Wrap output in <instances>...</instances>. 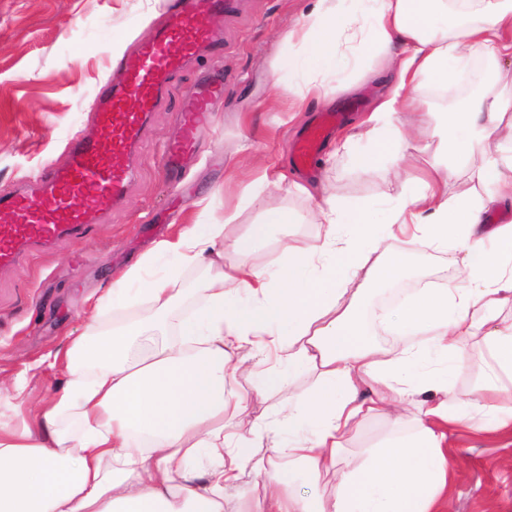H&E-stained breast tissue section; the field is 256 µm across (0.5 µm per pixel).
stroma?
<instances>
[{
    "label": "stroma",
    "instance_id": "35a3bbf8",
    "mask_svg": "<svg viewBox=\"0 0 512 512\" xmlns=\"http://www.w3.org/2000/svg\"><path fill=\"white\" fill-rule=\"evenodd\" d=\"M167 5L168 0H0V195L32 188L49 166L64 161L73 135H95L91 113L111 70L155 32ZM311 6L312 0H233L230 12L206 15L214 46L170 78L144 130L138 175L125 201L100 217L83 239L33 250L0 271V378L22 379L27 396L24 404L0 410V421L14 425L30 417L66 384L64 365L38 369L34 363L66 350L71 335L85 327L90 297L109 287L116 272L147 256L145 277L173 276L185 288L200 283L201 269H181L152 256L157 242L192 224L219 223L226 235L238 236L280 210L309 214L312 204L301 195L253 191L256 171L277 170L303 184L324 180L344 202L371 206L379 221L389 200L407 193L403 181L384 179L354 161L372 147L359 124L388 85L350 66L323 77L327 99H308L302 112L290 115L284 89L303 83L308 74L289 70L282 36ZM212 76L223 81L224 94L211 107L209 126L182 155L179 175L170 176L162 168V151L181 136L177 114L184 95ZM350 101L357 109L310 170L299 171L292 159L295 141L322 113ZM221 183L225 196L211 197ZM317 232L310 223L270 225L247 260L275 270L280 242L308 241ZM395 247L408 256V285L456 286L446 254L401 241ZM367 291L363 319L378 342L394 354L412 345V338L386 330L375 316L389 287ZM461 350L464 365L453 389L467 399L481 386L491 358L476 338L464 341ZM413 431L408 421L367 417L347 441L344 462L357 466L387 439ZM446 453L457 473L449 512H512L511 436L452 427Z\"/></svg>",
    "mask_w": 512,
    "mask_h": 512
}]
</instances>
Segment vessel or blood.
<instances>
[{
	"label": "vessel or blood",
	"mask_w": 512,
	"mask_h": 512,
	"mask_svg": "<svg viewBox=\"0 0 512 512\" xmlns=\"http://www.w3.org/2000/svg\"><path fill=\"white\" fill-rule=\"evenodd\" d=\"M227 5L228 0H175L166 24L124 61L119 78L98 103L99 135L72 137L65 164L44 176L35 198L0 196V270L34 248L83 238L94 215L123 201L137 174L133 155L170 75L211 41L202 14L223 12ZM221 93L217 79L201 81L187 92L183 138L167 145L162 154L168 173H177L182 152L192 145ZM329 131L326 122L307 131L295 145L298 164L313 159Z\"/></svg>",
	"instance_id": "vessel-or-blood-1"
}]
</instances>
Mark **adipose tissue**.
Returning <instances> with one entry per match:
<instances>
[{"label": "adipose tissue", "mask_w": 512, "mask_h": 512, "mask_svg": "<svg viewBox=\"0 0 512 512\" xmlns=\"http://www.w3.org/2000/svg\"><path fill=\"white\" fill-rule=\"evenodd\" d=\"M346 2L314 0L289 30L285 40L300 46L313 78L288 93L298 108L321 97L316 77L345 65L343 47L356 48L367 70L402 45L390 60L396 85L362 123L373 148L355 162L388 167L389 177L410 183V194L379 225L368 208L342 202L324 183H294L313 202L319 232L283 244L273 275L242 259L265 235L262 224L239 237L220 224L193 225L158 242L155 252L178 266L207 269L202 306L176 324L171 315L183 291L175 277L143 280L139 261L118 272L63 355L66 385L21 427L0 424V512H224L250 476L266 480L260 512H446L454 480L444 452L448 427L512 433V406L452 397L466 337H482L494 389L512 382V323L499 322L512 304V224H486L488 212L512 203V154L481 160L480 198L448 192L456 175L449 158L468 160L492 134L512 140V96L501 91L512 74L497 72L494 85L445 113L437 144L426 138L430 113L400 118L407 92L422 83L447 84L475 57L512 61V0H370L363 15ZM400 238L447 253L462 285L421 289L385 318L392 331L416 339L392 356L370 337L343 279L360 272L370 283L397 281L406 257L382 243ZM133 283L150 319L102 325L99 315ZM270 350L316 372L315 386L300 392L276 367L262 370L266 390L286 402L273 421L249 416L246 397L225 391L227 369L253 371V358ZM409 410L412 436L337 472L365 417L400 419ZM73 414L82 424L77 438L61 427ZM228 417L247 421L253 440L225 435ZM302 419L309 432L282 441ZM298 468L313 484L335 477L334 491L298 493L290 476Z\"/></svg>", "instance_id": "adipose-tissue-1"}]
</instances>
